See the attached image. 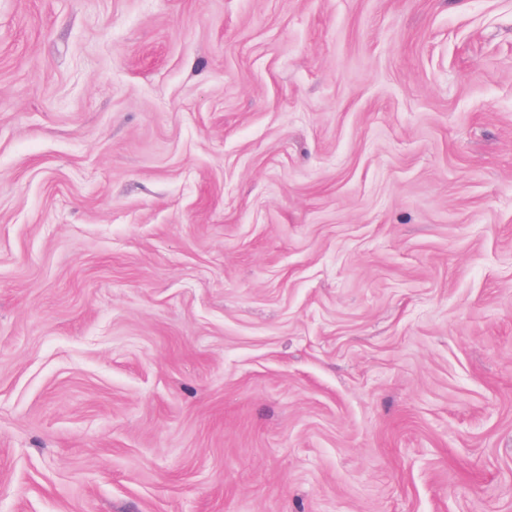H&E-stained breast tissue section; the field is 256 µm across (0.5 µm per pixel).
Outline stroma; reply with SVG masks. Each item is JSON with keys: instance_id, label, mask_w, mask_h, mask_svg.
Masks as SVG:
<instances>
[{"instance_id": "1", "label": "stroma", "mask_w": 512, "mask_h": 512, "mask_svg": "<svg viewBox=\"0 0 512 512\" xmlns=\"http://www.w3.org/2000/svg\"><path fill=\"white\" fill-rule=\"evenodd\" d=\"M0 512H512V0H0Z\"/></svg>"}]
</instances>
